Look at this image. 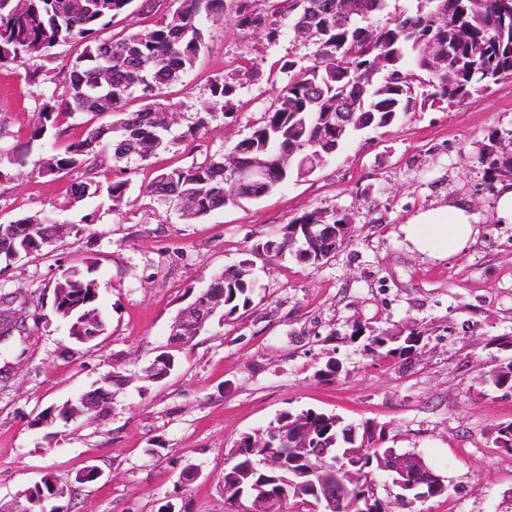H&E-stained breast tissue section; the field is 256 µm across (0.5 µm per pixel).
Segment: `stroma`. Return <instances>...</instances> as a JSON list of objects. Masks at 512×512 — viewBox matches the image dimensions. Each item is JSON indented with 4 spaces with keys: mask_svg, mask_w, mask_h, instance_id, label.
Wrapping results in <instances>:
<instances>
[{
    "mask_svg": "<svg viewBox=\"0 0 512 512\" xmlns=\"http://www.w3.org/2000/svg\"><path fill=\"white\" fill-rule=\"evenodd\" d=\"M206 32L207 50L159 97L173 117L174 142L148 162L129 164V190L119 201L77 199L83 169L44 173L47 159L81 139L84 127L63 117L59 136L31 139L42 90L28 77L35 64H0V224L49 215L83 227L0 270V292L20 290L33 303L25 359L0 352V367L13 372L0 382V505L21 499L45 474L65 479L94 466L98 480L61 498L68 512H157L169 500L182 512H226L229 449L281 412L311 408L376 424L387 446L422 456L448 492L417 503L418 512H512V452L495 444L497 426L512 422V399L489 381L512 360V347L498 343L512 336V223L498 217L497 194L474 158L476 143L492 131H512V81L463 105L410 112L359 132L308 176L191 221L142 185L160 169L227 153L271 102L266 74L288 60L306 63L311 51L290 31L274 44L223 21ZM241 59L263 81L238 88L232 114L215 103L207 127L195 130L211 83ZM21 144L24 165L7 163ZM457 203L476 218L467 245L445 259L414 249L405 224ZM316 208L352 219L328 259L310 265L256 253ZM247 257L252 305L179 349L166 379L145 380V368L169 347L188 289ZM73 266L96 281L107 323L87 345L71 341L53 309L54 286ZM408 327L422 337L409 359L367 351L371 331ZM329 365L334 375H325ZM114 367L127 383L107 420L37 424L43 410L75 399ZM190 463L203 475L180 485Z\"/></svg>",
    "mask_w": 512,
    "mask_h": 512,
    "instance_id": "1",
    "label": "stroma"
}]
</instances>
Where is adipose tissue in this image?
Masks as SVG:
<instances>
[{
  "mask_svg": "<svg viewBox=\"0 0 512 512\" xmlns=\"http://www.w3.org/2000/svg\"><path fill=\"white\" fill-rule=\"evenodd\" d=\"M417 250L442 258L461 250L474 233L473 216L466 207L452 206L418 215L405 227Z\"/></svg>",
  "mask_w": 512,
  "mask_h": 512,
  "instance_id": "1",
  "label": "adipose tissue"
}]
</instances>
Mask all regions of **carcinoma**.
<instances>
[{
  "label": "carcinoma",
  "mask_w": 512,
  "mask_h": 512,
  "mask_svg": "<svg viewBox=\"0 0 512 512\" xmlns=\"http://www.w3.org/2000/svg\"><path fill=\"white\" fill-rule=\"evenodd\" d=\"M26 0L19 12L16 0H0V63L22 58L49 60L53 51L77 43L82 51L69 62L62 91L52 90L40 104L39 124L31 138L46 136L60 116L73 118L91 113L96 100L112 96L113 112L121 118L102 130L97 144L88 137L71 142L47 162L46 171L69 172L79 167L88 171L103 167L107 154L112 161L129 160L123 143L150 136L162 121L157 91L180 80L205 48L207 21L226 20L242 30L260 32L276 41L285 27H296L304 5L312 6L310 64L298 67L288 61L281 67L282 78L273 103L260 122L238 140V162L249 165L256 157L270 159L287 145L295 150L287 177H301L331 157L330 133L324 115L336 104L361 107L365 128L383 129L400 117L426 106H456L474 94L485 93L500 81L512 79V0H410L405 10L379 22L389 14L391 0H177L170 18L161 17L151 25H136L107 38L101 33L113 18L131 8L135 0ZM428 38L443 41L448 55L439 69L433 68L422 45ZM154 59L149 70L140 68L143 58ZM112 69V87L97 81L99 69ZM211 96L230 108L234 85L218 80ZM133 100L141 109L126 111ZM224 156H210L189 167L157 175L143 192L167 207L175 196L192 190L200 192L195 217L235 203L240 199L224 174ZM477 162L489 185L512 184V132L496 133L478 150ZM79 196L102 192L112 200L126 195L128 183L114 180L102 184L94 179L78 184ZM349 223L337 211L315 209L294 219L280 237L257 245V249L278 256L290 253L301 262L317 265L327 255L324 244L336 235V226ZM44 229L35 227L16 243L36 255L44 248ZM224 285V310L229 319L253 303L251 260L213 273ZM55 312L78 297L83 305L65 315L74 326L84 313L93 315L99 332L105 322L97 305L98 288L82 273L63 275L54 286ZM419 333L411 329L392 337H369L368 348L381 358L407 359L416 351ZM494 387L505 398L512 397V361L492 373ZM252 448L231 449V463L224 468V503L228 512L235 506L278 486L290 493L278 496L277 512H288V501L315 506L323 491L343 484L339 468L325 467L314 457L293 455L312 447V440L328 448L358 449V461L365 467V480L374 484L373 471L381 470L370 460L376 446L368 425L357 427L340 421L333 413L313 409L285 411L257 432ZM59 482L51 474L24 492V507L35 512L42 502L58 496Z\"/></svg>",
  "instance_id": "1"
}]
</instances>
